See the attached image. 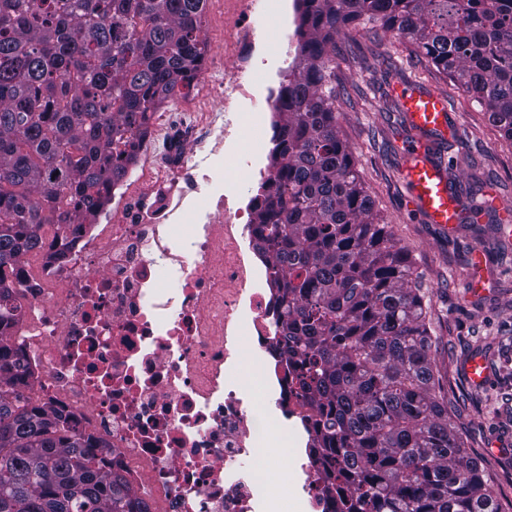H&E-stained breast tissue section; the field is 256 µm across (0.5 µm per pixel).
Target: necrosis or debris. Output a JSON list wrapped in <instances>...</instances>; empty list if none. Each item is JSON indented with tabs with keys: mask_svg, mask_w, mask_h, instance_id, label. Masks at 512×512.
<instances>
[{
	"mask_svg": "<svg viewBox=\"0 0 512 512\" xmlns=\"http://www.w3.org/2000/svg\"><path fill=\"white\" fill-rule=\"evenodd\" d=\"M272 14L292 63L295 0H224L225 52L208 67L224 80L153 113L133 164L104 208L75 225L73 245L20 264L11 339L26 348L28 393L96 436L97 455L148 512H280L272 481L250 467L263 442L240 378L242 348L264 374L281 438L297 419L307 445L317 438L316 411L283 355L274 307L283 275L255 248L263 203L245 199L217 164L238 150L240 104L261 101L267 134L283 125L278 92L255 79L269 65L262 24ZM295 468L298 507L335 512L319 456L304 454Z\"/></svg>",
	"mask_w": 512,
	"mask_h": 512,
	"instance_id": "obj_1",
	"label": "necrosis or debris"
}]
</instances>
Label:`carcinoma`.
I'll use <instances>...</instances> for the list:
<instances>
[{"label": "carcinoma", "mask_w": 512, "mask_h": 512, "mask_svg": "<svg viewBox=\"0 0 512 512\" xmlns=\"http://www.w3.org/2000/svg\"><path fill=\"white\" fill-rule=\"evenodd\" d=\"M276 190L257 249L288 275L284 354L316 406L336 512H502L462 450L429 357L417 276L373 212L334 107L336 32L378 24L484 106L512 141V0H299ZM205 0H0V512H146L94 440L21 384L23 252L70 246L132 143L208 54Z\"/></svg>", "instance_id": "obj_1"}]
</instances>
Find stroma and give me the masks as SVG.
Wrapping results in <instances>:
<instances>
[{
  "instance_id": "35a3bbf8",
  "label": "stroma",
  "mask_w": 512,
  "mask_h": 512,
  "mask_svg": "<svg viewBox=\"0 0 512 512\" xmlns=\"http://www.w3.org/2000/svg\"><path fill=\"white\" fill-rule=\"evenodd\" d=\"M400 82L446 95L460 135L455 142L431 146L430 153L447 169L451 187L472 195L475 203L493 195L501 205L512 207V142L408 40L361 25L337 35L335 108L340 133L375 211L414 262L432 336L430 358L448 394L450 419L504 512H512V229L490 232V225L501 218L498 212L486 211L478 218L485 234H476L464 223L446 232L407 207L408 189L401 177L404 148L420 136L397 110L392 88ZM477 251L484 256L486 282L479 295L472 294L464 277ZM475 351L486 355L491 368L489 382L480 388L468 382L462 369ZM242 375L254 400L256 431L267 445L255 473L272 479L284 512H289L298 446L290 444L289 459L276 457L272 444L277 433L265 418V380L247 354L242 357Z\"/></svg>"
}]
</instances>
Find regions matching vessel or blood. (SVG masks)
Segmentation results:
<instances>
[{
    "instance_id": "1",
    "label": "vessel or blood",
    "mask_w": 512,
    "mask_h": 512,
    "mask_svg": "<svg viewBox=\"0 0 512 512\" xmlns=\"http://www.w3.org/2000/svg\"><path fill=\"white\" fill-rule=\"evenodd\" d=\"M397 96L408 126L419 134H435L437 141L452 142L458 126L448 111L445 96L411 85H400ZM401 176L409 190V205L429 223L453 229L459 220L462 202L448 183V177L422 148L408 149Z\"/></svg>"
}]
</instances>
